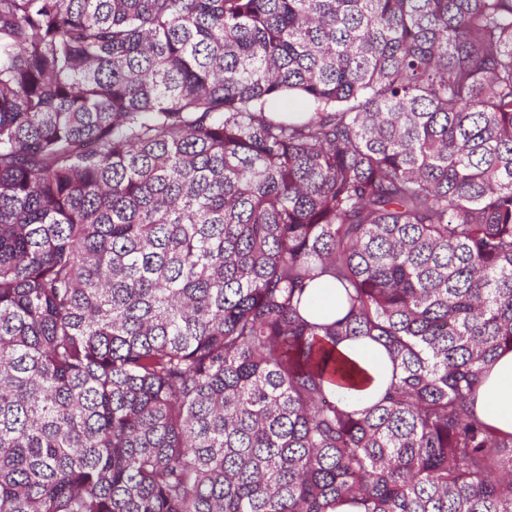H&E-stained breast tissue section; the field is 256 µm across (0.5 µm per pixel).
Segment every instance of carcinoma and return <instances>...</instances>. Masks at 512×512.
Returning <instances> with one entry per match:
<instances>
[{"mask_svg":"<svg viewBox=\"0 0 512 512\" xmlns=\"http://www.w3.org/2000/svg\"><path fill=\"white\" fill-rule=\"evenodd\" d=\"M506 349L512 0H0V512H512ZM307 290L308 297L304 312L309 320L321 322L336 318L342 313L343 292L333 281L325 278L315 280ZM336 349L365 374L358 389L347 390L334 386L332 390L350 410L370 407L379 399L393 376V365L385 347L368 339H346ZM476 412L495 430L512 434V351L500 354L487 370L476 399Z\"/></svg>","mask_w":512,"mask_h":512,"instance_id":"1","label":"carcinoma"}]
</instances>
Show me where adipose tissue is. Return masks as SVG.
<instances>
[{"label":"adipose tissue","mask_w":512,"mask_h":512,"mask_svg":"<svg viewBox=\"0 0 512 512\" xmlns=\"http://www.w3.org/2000/svg\"><path fill=\"white\" fill-rule=\"evenodd\" d=\"M343 304L342 290L333 281L321 278L308 288L305 315L311 321L320 322L340 315ZM337 350L364 372L360 388L337 389V397L352 410L370 407L393 376V365L385 347L367 339H346L338 344ZM476 412L498 432L512 434L511 350L502 352L488 369L477 394Z\"/></svg>","instance_id":"adipose-tissue-1"}]
</instances>
